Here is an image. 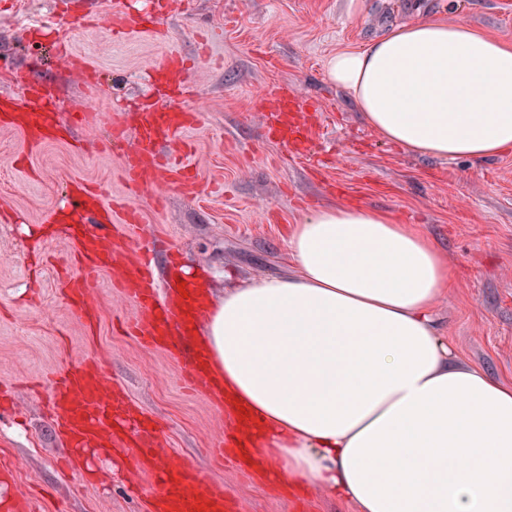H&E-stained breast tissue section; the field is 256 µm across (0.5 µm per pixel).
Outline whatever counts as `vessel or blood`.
Returning <instances> with one entry per match:
<instances>
[{
	"label": "vessel or blood",
	"instance_id": "obj_1",
	"mask_svg": "<svg viewBox=\"0 0 512 512\" xmlns=\"http://www.w3.org/2000/svg\"><path fill=\"white\" fill-rule=\"evenodd\" d=\"M108 16L112 26L123 27L130 34L160 31V22L152 15L134 18L112 8ZM152 78L162 90L182 89L188 81L182 60L174 52L153 69ZM55 109V102L39 90L0 101V112L21 113L17 128L31 151L48 142L44 128ZM303 109L284 88L271 93L266 107L270 131L280 140L292 142L301 155L310 150L309 139L298 136ZM193 121V115L186 112L150 106L141 109L135 138L122 165L128 184L137 189L153 186L161 149L181 144ZM165 178L186 194L199 192L196 175L183 162H171ZM72 186V195L60 211L69 219L63 238L75 245L74 257L81 269L69 282L74 314L81 317L91 312L92 277L118 273L125 298L141 310L140 317L129 322L134 335L144 345L177 351L187 365L188 380L197 386L208 385L213 365L195 340L201 314L192 284L184 283L179 272L156 282L158 250L152 237L139 233L144 216L138 208L128 203L105 205L102 192L81 179H73ZM49 403L59 415L71 450L91 448L112 461L135 456L138 472L150 477L154 486L148 512H232V502L223 489L204 482L193 465L178 455L159 456L155 449L160 435L157 422L137 412L105 383L98 362L77 361L65 375L53 380Z\"/></svg>",
	"mask_w": 512,
	"mask_h": 512
}]
</instances>
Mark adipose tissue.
Wrapping results in <instances>:
<instances>
[{"label":"adipose tissue","instance_id":"adipose-tissue-1","mask_svg":"<svg viewBox=\"0 0 512 512\" xmlns=\"http://www.w3.org/2000/svg\"><path fill=\"white\" fill-rule=\"evenodd\" d=\"M325 75L410 153L512 150V45L465 20L396 26L337 50ZM286 249L290 276L210 299L202 327L269 482L355 512H512V387L460 365L440 336L441 246L389 211L328 205Z\"/></svg>","mask_w":512,"mask_h":512}]
</instances>
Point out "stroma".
Listing matches in <instances>:
<instances>
[{
	"mask_svg": "<svg viewBox=\"0 0 512 512\" xmlns=\"http://www.w3.org/2000/svg\"><path fill=\"white\" fill-rule=\"evenodd\" d=\"M161 37L125 38L87 28L76 17L86 0H0V93L23 81H56L72 135L27 153L20 134L0 130V385L14 403L0 406V465L13 469L1 495L34 497L39 512H144L146 480L123 466L91 458L89 483L60 462L63 452L42 399L27 379L51 380L71 362L99 357L110 382L161 418L163 450L195 465L205 482L222 484L236 512H351L321 492L296 499L266 480L217 461L215 441L233 425L201 391L186 387L182 364L141 347L121 329L133 307L109 273L98 278V321L86 333L57 286L70 246L52 234L47 217L64 199L66 180L100 186L106 199L130 200L165 249L196 273L212 276L214 292L259 276L285 274L284 246L292 225L323 205L388 210L400 223L424 228L443 248L452 284L432 316L461 361L512 385V151L473 161L413 155L388 143L362 120L352 99L329 83L328 56L360 48L392 26L416 19L462 18L512 43V0H164ZM36 16L45 34L22 42L21 18ZM66 41L101 71L104 95L92 99L78 75L55 64ZM187 58L189 88L157 97L150 73L167 52ZM285 86L311 106L313 148L303 157L265 134L267 91ZM195 114L187 157L200 198L176 187L157 202L153 190L130 195L121 176V147H109L122 111L143 100ZM90 112L75 118V104Z\"/></svg>",
	"mask_w": 512,
	"mask_h": 512,
	"instance_id": "obj_1",
	"label": "stroma"
}]
</instances>
